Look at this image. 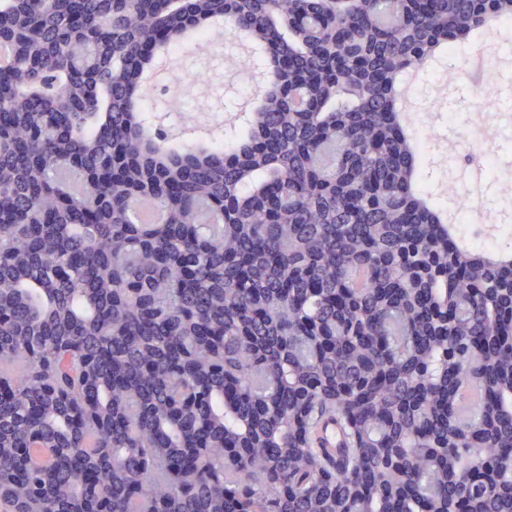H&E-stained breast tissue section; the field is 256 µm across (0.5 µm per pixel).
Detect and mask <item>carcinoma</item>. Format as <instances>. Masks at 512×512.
I'll return each mask as SVG.
<instances>
[{
    "label": "carcinoma",
    "mask_w": 512,
    "mask_h": 512,
    "mask_svg": "<svg viewBox=\"0 0 512 512\" xmlns=\"http://www.w3.org/2000/svg\"><path fill=\"white\" fill-rule=\"evenodd\" d=\"M69 2L0 0V512H512V269L392 97L512 0ZM220 20L262 106L165 145L146 46Z\"/></svg>",
    "instance_id": "carcinoma-1"
}]
</instances>
